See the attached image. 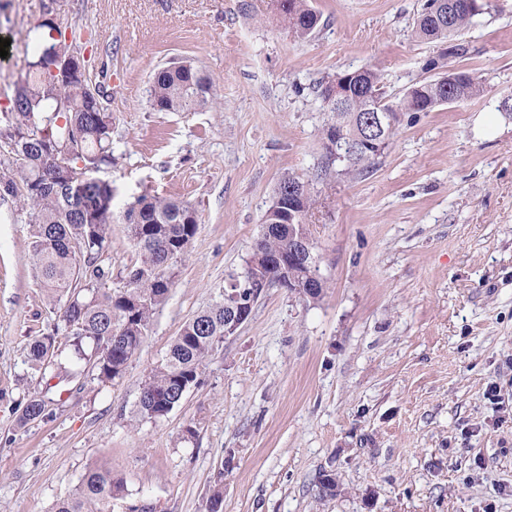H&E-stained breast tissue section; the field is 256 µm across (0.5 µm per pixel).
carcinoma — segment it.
Returning a JSON list of instances; mask_svg holds the SVG:
<instances>
[{
  "instance_id": "1",
  "label": "carcinoma",
  "mask_w": 512,
  "mask_h": 512,
  "mask_svg": "<svg viewBox=\"0 0 512 512\" xmlns=\"http://www.w3.org/2000/svg\"><path fill=\"white\" fill-rule=\"evenodd\" d=\"M449 19L442 20L436 0H426L415 21V31L423 39L444 45L431 61L437 77L419 82L393 102L387 94L384 77L377 69L356 70L354 82L377 93L381 110L404 115L430 112L438 107L439 79L448 73V57L461 47L450 39L466 29L488 8L474 10L469 0H445ZM274 8L298 38H306L317 28L320 17L308 0H274ZM53 4L44 5V19L32 29L44 44L28 62L24 81L15 85L7 105L0 107V199H9L15 212L32 226V248L37 278L52 300L60 303L59 319L69 342L68 358L91 361L96 378L102 383L120 378L141 349L157 308L173 286L172 265L182 257L196 236L200 219L195 208L185 201L144 194L129 203L124 211L129 237L137 258L127 267L128 287L114 291L107 287L112 278L106 255L111 244L112 206L89 208L87 200L111 194L110 182L100 183L93 176L100 166L112 162V112L107 95L93 84L89 66L80 75L61 76L50 69L47 57H66L79 50L80 35L61 32L53 21ZM449 92L463 102L483 92L473 74L453 69ZM150 104L157 112H198L213 104V81L202 70L188 66H165L151 80ZM366 103L354 91L342 106L326 105L330 121L326 130L344 128L355 136L365 113ZM69 147L68 163L87 170L91 179L81 192L62 182L50 183L52 153ZM379 153L368 148L347 162L351 171L370 167ZM297 187L299 198L292 200L304 224L314 205L310 183L298 177L281 178L275 200L288 199V188ZM271 206L264 218L278 228L255 241L254 250L264 254H286L290 244L288 225L281 224ZM58 331L36 340L32 356L41 374L62 367V350L57 345ZM224 341V301L220 300L188 321L172 341L165 358L142 382L135 416L157 421L166 417L181 402L185 384L200 383L206 359ZM46 416V402L33 394L22 406L18 420L34 423ZM224 465H219L215 485L207 500V512H218L224 499L221 486ZM134 504L123 479L100 468L89 469L75 492L59 500L53 512H113L114 506Z\"/></svg>"
}]
</instances>
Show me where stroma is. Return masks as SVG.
Returning <instances> with one entry per match:
<instances>
[{
	"mask_svg": "<svg viewBox=\"0 0 512 512\" xmlns=\"http://www.w3.org/2000/svg\"><path fill=\"white\" fill-rule=\"evenodd\" d=\"M44 2L0 0V104L27 72ZM423 2L310 0L320 25L298 39L271 0H57L111 94L112 161L98 172L112 184L109 288L136 258L123 212L138 196L187 201L201 224L123 377L100 383L85 362L50 386L29 350L58 318L29 224L0 203V512H52L95 467L156 512H205L219 472L223 512H512V113L498 109L512 95V0H492L448 60L484 80L482 97L405 114L361 173L328 164L322 143L318 81L374 67L397 99L428 79L440 47L414 34ZM181 58L214 79L220 107L151 108L154 72ZM287 173L317 196L322 297L265 290L181 404L135 421L144 376L243 272ZM32 394L48 415L19 426Z\"/></svg>",
	"mask_w": 512,
	"mask_h": 512,
	"instance_id": "35a3bbf8",
	"label": "stroma"
}]
</instances>
